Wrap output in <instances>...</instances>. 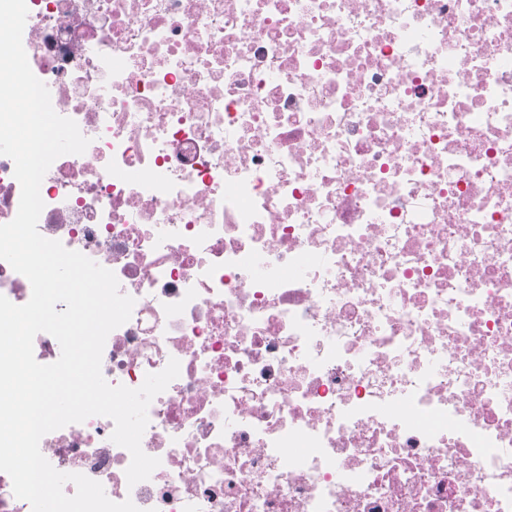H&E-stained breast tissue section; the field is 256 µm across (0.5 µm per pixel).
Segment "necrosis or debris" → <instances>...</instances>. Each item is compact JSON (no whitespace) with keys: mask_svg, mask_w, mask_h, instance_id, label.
<instances>
[{"mask_svg":"<svg viewBox=\"0 0 512 512\" xmlns=\"http://www.w3.org/2000/svg\"><path fill=\"white\" fill-rule=\"evenodd\" d=\"M91 143L38 230L113 271L102 355L169 359L128 485L111 419L46 434L140 512H512V0H27Z\"/></svg>","mask_w":512,"mask_h":512,"instance_id":"obj_1","label":"necrosis or debris"}]
</instances>
